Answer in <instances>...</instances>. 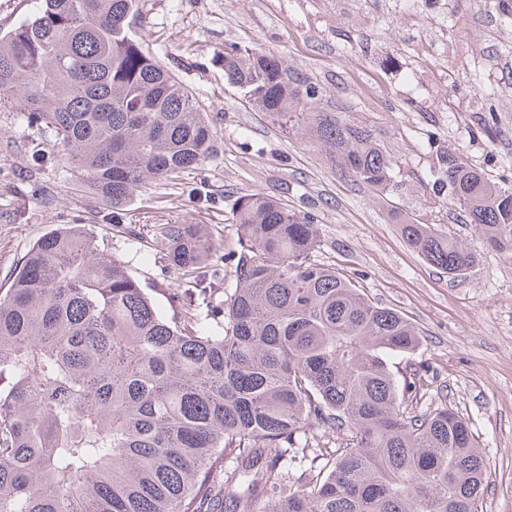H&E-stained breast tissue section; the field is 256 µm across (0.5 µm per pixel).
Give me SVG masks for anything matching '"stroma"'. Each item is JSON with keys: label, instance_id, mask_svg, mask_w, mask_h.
Here are the masks:
<instances>
[{"label": "stroma", "instance_id": "1", "mask_svg": "<svg viewBox=\"0 0 512 512\" xmlns=\"http://www.w3.org/2000/svg\"><path fill=\"white\" fill-rule=\"evenodd\" d=\"M133 34L204 106L217 153L115 210L53 132L0 98V289L37 239L81 224L172 315L186 281L157 246V226H205L229 294L237 201L272 196L313 218L316 262L417 328L409 360L432 380L417 408L445 406L468 422L489 476L482 510L512 512V252L488 246L433 186L450 150L512 188V0H141ZM232 45L277 56L322 90L325 111L368 129L394 161L392 185L355 181L302 131L245 103L224 79ZM403 220L463 240L477 265L448 278L408 244Z\"/></svg>", "mask_w": 512, "mask_h": 512}]
</instances>
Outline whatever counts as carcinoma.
<instances>
[{
    "instance_id": "cac0c4a2",
    "label": "carcinoma",
    "mask_w": 512,
    "mask_h": 512,
    "mask_svg": "<svg viewBox=\"0 0 512 512\" xmlns=\"http://www.w3.org/2000/svg\"><path fill=\"white\" fill-rule=\"evenodd\" d=\"M140 0H37L0 31V94L60 137L119 209L148 180L217 152L193 93L131 35ZM248 103L324 145L357 181H393L368 130L315 107L323 92L251 49L224 53ZM439 191L488 243L512 252V191L464 159H439ZM235 288L205 278L162 316L81 225L52 230L0 294V512H481L487 468L465 419L409 404L429 382L393 371L420 334L312 260L318 231L271 196L239 198ZM454 279L478 256L400 223ZM157 244L201 272L216 245L196 224ZM344 433L343 448L326 438Z\"/></svg>"
}]
</instances>
